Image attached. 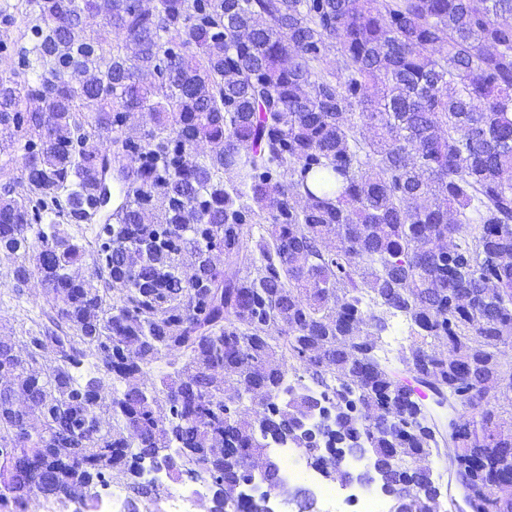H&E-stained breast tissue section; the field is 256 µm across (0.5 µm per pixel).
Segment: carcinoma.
Listing matches in <instances>:
<instances>
[{
  "mask_svg": "<svg viewBox=\"0 0 512 512\" xmlns=\"http://www.w3.org/2000/svg\"><path fill=\"white\" fill-rule=\"evenodd\" d=\"M13 13L0 130L27 150V192L0 191V248L15 278L40 277L45 304L25 353L0 336V448L13 449L0 500L94 512L115 476L148 493L136 449L189 448L181 467L206 473L210 512H257L226 486L270 463L254 437L272 413L310 466L367 456L395 512H439L440 454L469 512H512L497 408L512 392V0H19ZM139 108L144 143L123 131ZM95 217L91 250L69 227ZM87 259L91 277H70ZM389 314L408 324L404 371L448 409L445 434L419 400L397 402L376 353ZM47 352L64 354L48 373ZM341 388L338 425L309 435L312 404ZM86 425L97 434L77 438Z\"/></svg>",
  "mask_w": 512,
  "mask_h": 512,
  "instance_id": "obj_1",
  "label": "carcinoma"
}]
</instances>
